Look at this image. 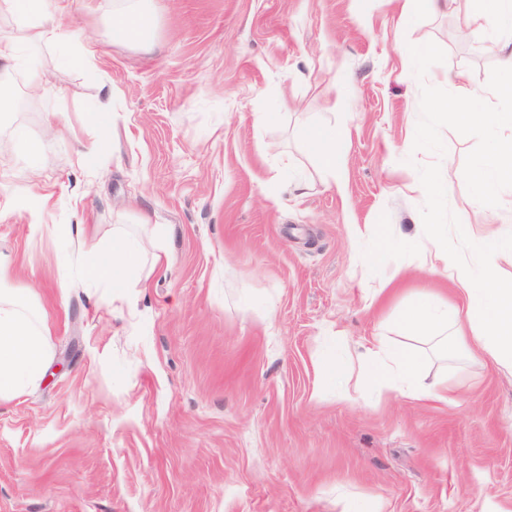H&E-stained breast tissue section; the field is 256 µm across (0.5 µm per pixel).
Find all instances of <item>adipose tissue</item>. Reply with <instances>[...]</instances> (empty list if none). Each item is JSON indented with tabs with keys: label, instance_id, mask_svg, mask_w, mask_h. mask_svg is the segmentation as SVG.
Instances as JSON below:
<instances>
[{
	"label": "adipose tissue",
	"instance_id": "1",
	"mask_svg": "<svg viewBox=\"0 0 512 512\" xmlns=\"http://www.w3.org/2000/svg\"><path fill=\"white\" fill-rule=\"evenodd\" d=\"M45 0H0V14L11 17L20 32L18 41L0 42V69L19 65L25 51L62 38L54 12L44 7ZM464 28L491 35V45L507 66L512 67V0H486L482 9L460 14ZM113 40L144 42L152 28L146 0H122L109 21ZM423 232L434 243L430 268L447 272L467 300L465 320H449L447 307L433 298H420L406 313L405 321L415 335L428 337L434 347L452 350L464 344L486 354L495 363L512 368V284H501L496 257L512 247V237L495 235L486 243L481 271L458 260L440 241V227L426 224ZM84 280L105 282L113 291L127 288V270L140 266L145 257L160 261L159 252H146L141 242L117 236L112 247L97 242L83 245ZM47 358L43 323L19 294L0 290V400L18 393L42 375ZM425 356L387 345L376 337L363 361L366 376L376 385L398 389L435 400H446L448 386L436 379L422 383L420 368Z\"/></svg>",
	"mask_w": 512,
	"mask_h": 512
}]
</instances>
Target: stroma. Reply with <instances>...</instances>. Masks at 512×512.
Instances as JSON below:
<instances>
[{"instance_id":"stroma-1","label":"stroma","mask_w":512,"mask_h":512,"mask_svg":"<svg viewBox=\"0 0 512 512\" xmlns=\"http://www.w3.org/2000/svg\"><path fill=\"white\" fill-rule=\"evenodd\" d=\"M112 5L66 0V44L33 58L46 89L17 68L0 102V261L49 353L0 400V512H512L511 371L431 356L445 404L376 391L359 362L379 334L429 349L404 323L421 296L457 308L417 232L418 166L440 163L471 240L512 231V190L496 207L467 190L475 138L413 149L422 85L461 69L453 94L486 87L485 34L462 43L453 13L404 20L398 0H149L130 45ZM429 41L446 60L420 80L406 54ZM322 122L341 173L301 140ZM155 227L170 261L130 271L126 298L78 286L82 241ZM328 333L339 386L322 381Z\"/></svg>"}]
</instances>
